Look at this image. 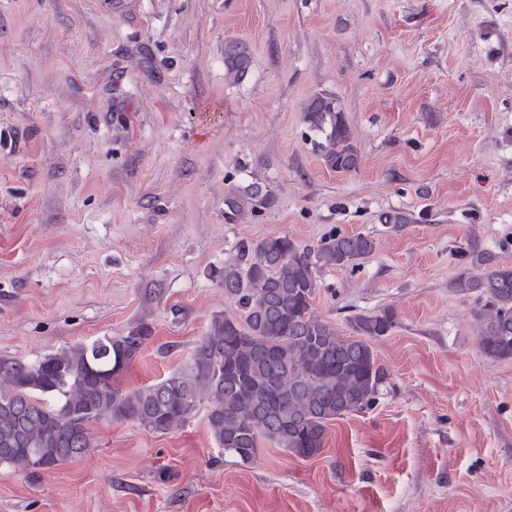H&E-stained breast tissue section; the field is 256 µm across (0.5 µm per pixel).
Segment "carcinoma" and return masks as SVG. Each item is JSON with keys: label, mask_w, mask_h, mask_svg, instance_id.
Returning <instances> with one entry per match:
<instances>
[{"label": "carcinoma", "mask_w": 512, "mask_h": 512, "mask_svg": "<svg viewBox=\"0 0 512 512\" xmlns=\"http://www.w3.org/2000/svg\"><path fill=\"white\" fill-rule=\"evenodd\" d=\"M249 63L246 44L224 43L227 80H239ZM303 121L320 136L328 169L356 170L354 135L335 96L310 98ZM271 204L260 185L231 191L224 218L241 220ZM374 251V240L362 234H331L309 247L286 234L241 244L237 259L211 276L244 317L212 318L188 366L145 387L126 390L121 378L153 337L146 321L35 360L0 357V466L44 469L77 459L91 447L89 424L102 418L165 434L203 404L209 433L242 463L256 458L262 441L302 459L320 454L329 422L376 404L388 374L371 342L389 335L397 318L391 308L356 314L352 335H343L313 307L319 273L357 266ZM462 257L453 286L482 300L475 311L479 347L512 358V268L476 248ZM472 267L484 274L472 276Z\"/></svg>", "instance_id": "obj_1"}]
</instances>
